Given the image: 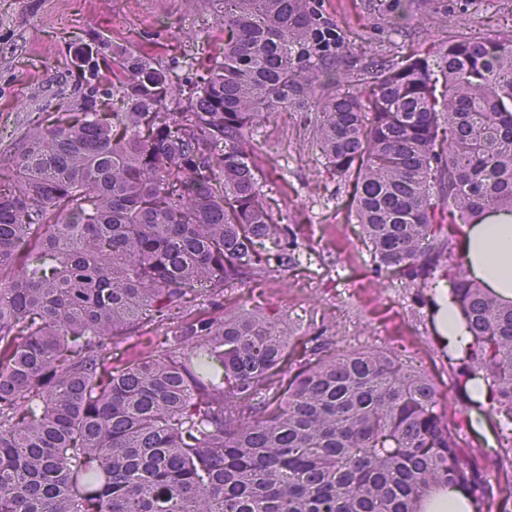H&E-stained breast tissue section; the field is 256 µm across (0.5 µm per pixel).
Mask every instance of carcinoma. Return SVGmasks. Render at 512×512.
Instances as JSON below:
<instances>
[{"instance_id": "carcinoma-1", "label": "carcinoma", "mask_w": 512, "mask_h": 512, "mask_svg": "<svg viewBox=\"0 0 512 512\" xmlns=\"http://www.w3.org/2000/svg\"><path fill=\"white\" fill-rule=\"evenodd\" d=\"M224 50L173 88L112 50V96L23 133L0 171V512H472L496 491L439 393L395 351L293 344L227 288L301 262L270 211L253 131L311 105L338 177L359 166L357 222L380 270L450 280L458 376L512 421V300L458 258L449 230L512 215V42L448 40L355 70L320 0H224ZM346 55L336 71V57ZM440 68L444 89L432 83ZM148 341L112 359L117 339Z\"/></svg>"}]
</instances>
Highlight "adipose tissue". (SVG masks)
<instances>
[{"instance_id": "1", "label": "adipose tissue", "mask_w": 512, "mask_h": 512, "mask_svg": "<svg viewBox=\"0 0 512 512\" xmlns=\"http://www.w3.org/2000/svg\"><path fill=\"white\" fill-rule=\"evenodd\" d=\"M461 255L483 283L512 300V220L495 216L472 225Z\"/></svg>"}]
</instances>
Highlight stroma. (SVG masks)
Instances as JSON below:
<instances>
[{"label":"stroma","mask_w":512,"mask_h":512,"mask_svg":"<svg viewBox=\"0 0 512 512\" xmlns=\"http://www.w3.org/2000/svg\"><path fill=\"white\" fill-rule=\"evenodd\" d=\"M391 0H323L325 16L344 34L361 37L369 57L407 52L456 36L512 40V0H410L407 19L385 21ZM223 0H0V167L27 126L65 111L81 70L105 67L112 46L147 51L174 82L193 85L199 72L185 62L193 42L223 45ZM315 114L279 108L254 130L266 161L264 190L275 217L295 226L309 258L258 283L261 310L293 336L326 327L351 349L395 348L423 369L447 412L462 425L466 452L493 483L512 481L500 466L512 427L490 403L458 383L439 321L441 289L406 288L377 271L355 219V174L331 175L312 137Z\"/></svg>","instance_id":"obj_1"}]
</instances>
